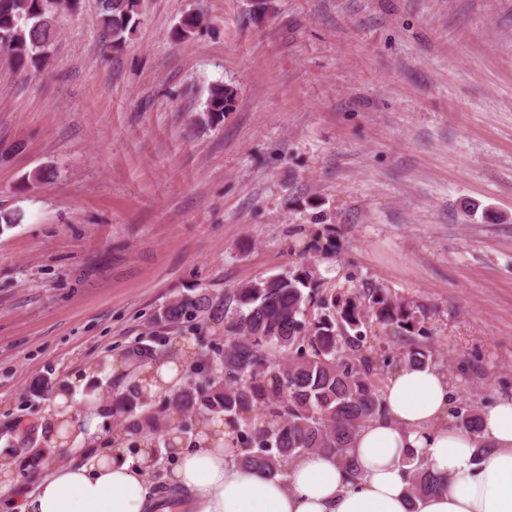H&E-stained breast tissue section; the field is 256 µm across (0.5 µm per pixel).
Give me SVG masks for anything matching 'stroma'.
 I'll return each instance as SVG.
<instances>
[{
  "label": "stroma",
  "instance_id": "35a3bbf8",
  "mask_svg": "<svg viewBox=\"0 0 512 512\" xmlns=\"http://www.w3.org/2000/svg\"><path fill=\"white\" fill-rule=\"evenodd\" d=\"M57 29L41 68L0 57V466L7 426L44 439L36 380L83 418L135 342H223L159 307L302 260L414 302L456 405L512 396V0H144L116 53L94 0ZM236 89L223 83L212 84L202 112L197 113L195 122L201 126L213 127L224 120V113L230 112L235 104Z\"/></svg>",
  "mask_w": 512,
  "mask_h": 512
}]
</instances>
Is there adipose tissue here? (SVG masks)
<instances>
[{"label":"adipose tissue","mask_w":512,"mask_h":512,"mask_svg":"<svg viewBox=\"0 0 512 512\" xmlns=\"http://www.w3.org/2000/svg\"><path fill=\"white\" fill-rule=\"evenodd\" d=\"M383 398L386 416L359 430L346 458L302 455L283 482L241 466L235 453L206 441L178 449L171 483L187 500L181 507L163 506L150 480V448H141L135 459L84 448L79 461L53 468L11 505L14 512H512V397L483 408L476 438L452 426L453 391L437 369L401 368ZM71 400V393L59 391L57 411L43 423L48 451L61 449V436L96 428L97 417L74 420ZM481 443L487 449L477 462L473 455ZM411 449L449 477L447 490L409 499ZM350 460L358 476H351Z\"/></svg>","instance_id":"ef3b65f1"}]
</instances>
